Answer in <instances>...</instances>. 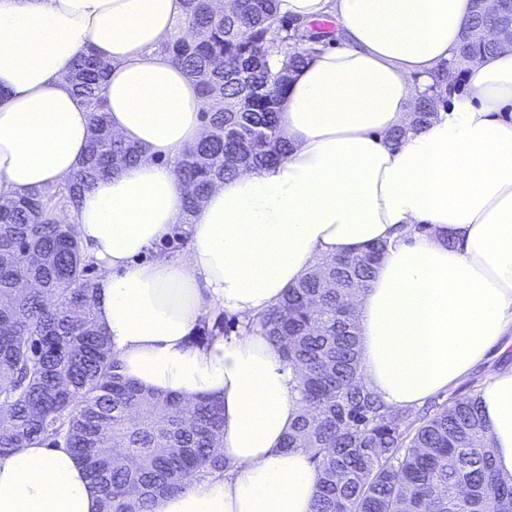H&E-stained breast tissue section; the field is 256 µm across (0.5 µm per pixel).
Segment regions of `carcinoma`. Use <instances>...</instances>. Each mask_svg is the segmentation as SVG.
<instances>
[{
    "label": "carcinoma",
    "instance_id": "obj_1",
    "mask_svg": "<svg viewBox=\"0 0 512 512\" xmlns=\"http://www.w3.org/2000/svg\"><path fill=\"white\" fill-rule=\"evenodd\" d=\"M184 0L177 35L163 46L200 85L205 138L175 159L189 216L214 184L285 158L277 104L289 73L333 32L309 34L275 0ZM457 60L438 67L414 123L448 103L486 36L485 0H472ZM109 64L83 53L67 79L90 112L87 153L72 177L0 202V454L28 439L72 449L102 493V512H149L156 497L224 476L223 403L142 389L119 363L94 313L90 264L73 225L84 192L141 151L112 133L103 85ZM385 246L321 259L281 302L236 328L259 330L300 370L305 404L285 447L305 448L319 474L315 512H512V479L495 469L479 397L456 399L415 427L363 382L359 318L349 298L366 290ZM204 315L195 344L227 332Z\"/></svg>",
    "mask_w": 512,
    "mask_h": 512
}]
</instances>
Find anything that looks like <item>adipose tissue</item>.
<instances>
[{"mask_svg":"<svg viewBox=\"0 0 512 512\" xmlns=\"http://www.w3.org/2000/svg\"><path fill=\"white\" fill-rule=\"evenodd\" d=\"M276 4L300 23L334 17L336 41L292 70L279 99L286 158L218 183L190 218L186 255L173 258L156 251L184 218L172 160L206 134L197 81L160 49L183 0H0V199L79 168L90 114L65 74L93 49L111 65L112 131L142 151L62 217L98 270V323L129 381L224 403L230 470L155 499L151 512L314 509L309 454L283 447L303 410L297 372L257 332L193 345L204 309L262 314L322 258L383 243L353 302L363 380L387 405L418 406L512 344V48L481 58L466 91L416 128L471 0ZM479 397L496 466L512 478V366ZM100 500L65 445L0 455V512H100Z\"/></svg>","mask_w":512,"mask_h":512,"instance_id":"obj_1","label":"adipose tissue"}]
</instances>
